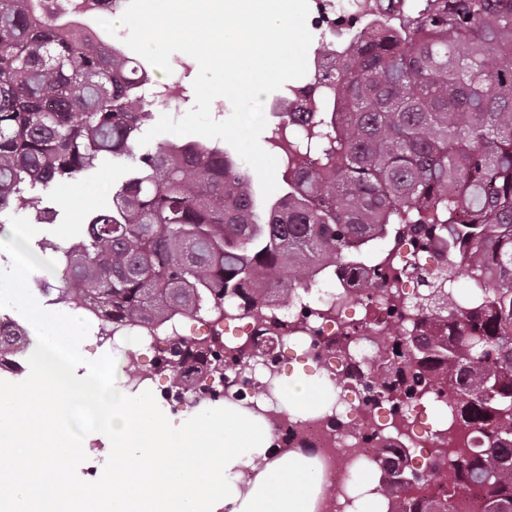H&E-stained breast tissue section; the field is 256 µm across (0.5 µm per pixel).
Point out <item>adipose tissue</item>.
<instances>
[{"mask_svg": "<svg viewBox=\"0 0 512 512\" xmlns=\"http://www.w3.org/2000/svg\"><path fill=\"white\" fill-rule=\"evenodd\" d=\"M27 236L11 235L20 260L0 303H23L35 325L31 358L36 384L0 388V512H316L320 470L302 454H274L267 426L233 406L162 421L152 393L132 394L87 367L82 315L46 312L28 291ZM287 411H315L321 379L298 368L282 381ZM99 414L96 432L110 450V474L96 485L67 476L62 465L79 448L62 423L70 400ZM253 479L242 485L243 469Z\"/></svg>", "mask_w": 512, "mask_h": 512, "instance_id": "1", "label": "adipose tissue"}]
</instances>
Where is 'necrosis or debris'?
<instances>
[{
	"mask_svg": "<svg viewBox=\"0 0 512 512\" xmlns=\"http://www.w3.org/2000/svg\"><path fill=\"white\" fill-rule=\"evenodd\" d=\"M59 22L85 23L124 11L127 0H44ZM399 0H312L307 25L319 43L332 44V56L312 52L307 77L289 86L288 94L273 103L266 115V143L281 168L302 165L293 147L301 130L286 120V112L314 110L323 99L321 85L341 56L356 44L351 17L367 24ZM385 275L374 287L361 289L350 267L319 270L306 286L271 302L263 316L246 314L235 305L223 312L189 321L178 317L157 327H138L133 335L116 336L111 326L93 322L97 347L120 349L128 367L150 366V373L128 375L130 390L149 386L178 411H193L224 399L249 410L270 429L273 447L299 451L321 465L329 488L317 512H357L354 474L363 467L379 474L372 489L380 512H408L433 490L447 488L459 476L441 466L427 484L410 483L396 498L383 494L392 482L388 459L412 456L428 448L440 455L477 447L478 434L467 433L456 415L453 390L410 393L397 375L402 364L394 360V329L405 335L427 333L429 320L418 302L438 276L446 259L441 243L417 248L404 228L384 234L374 247ZM182 339L192 348L220 352L224 371L210 377L205 391L184 390L158 383L171 341ZM311 366L325 385L334 387L335 400L317 414L293 416L278 396L286 352Z\"/></svg>",
	"mask_w": 512,
	"mask_h": 512,
	"instance_id": "4bbe7bcc",
	"label": "necrosis or debris"
}]
</instances>
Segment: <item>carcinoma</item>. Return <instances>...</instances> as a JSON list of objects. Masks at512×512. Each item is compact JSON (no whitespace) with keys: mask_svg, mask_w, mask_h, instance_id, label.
Here are the masks:
<instances>
[{"mask_svg":"<svg viewBox=\"0 0 512 512\" xmlns=\"http://www.w3.org/2000/svg\"><path fill=\"white\" fill-rule=\"evenodd\" d=\"M380 20L327 76L344 112L291 118L305 126L295 149L312 164L282 178L260 203L249 168L231 151L171 142L136 153L129 130L153 117L135 89L130 57L61 32L35 0H0V213L34 206L28 191L74 179L105 157L136 166L63 249L59 300H78L116 327L195 315L237 303L261 310L267 295L302 285L315 263L346 265L381 224H408L421 243L445 238L459 262L441 270L425 311L455 315L457 271L482 274L489 252L512 270V0H430ZM487 300L460 319L453 342L417 338L415 388L449 385L465 429L490 448L448 456L465 483L440 490L423 512H512V279L488 280ZM208 355L188 345L180 365ZM431 360L447 364L434 378Z\"/></svg>","mask_w":512,"mask_h":512,"instance_id":"carcinoma-1","label":"carcinoma"}]
</instances>
